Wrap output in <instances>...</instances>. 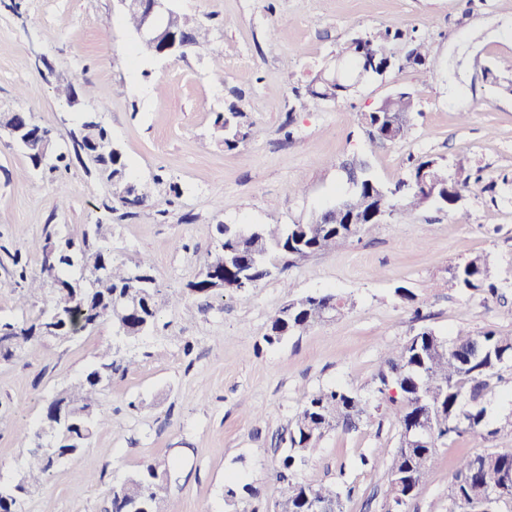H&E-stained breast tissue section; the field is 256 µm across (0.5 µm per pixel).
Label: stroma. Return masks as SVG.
I'll list each match as a JSON object with an SVG mask.
<instances>
[{
	"label": "stroma",
	"instance_id": "obj_1",
	"mask_svg": "<svg viewBox=\"0 0 512 512\" xmlns=\"http://www.w3.org/2000/svg\"><path fill=\"white\" fill-rule=\"evenodd\" d=\"M175 8L204 24L209 40L156 59L136 54L115 0H0V113H31L60 151L82 115L95 113L148 195L130 209L88 164L33 169L0 133V317H32L43 306L14 276L13 254L29 278L40 277L49 236L78 237L99 224L115 261L150 259L159 287L180 297L162 306L147 335L116 342L106 320L0 361V482H12L27 460L19 431H35L47 400L112 343L130 367L99 396L109 425L22 497L18 512H106L113 483L156 458L171 473L166 512H270L279 495L271 475L277 438L304 393L325 387L358 392L375 412L355 430L326 435L299 477L352 489L346 512H385L387 476L360 459H389L397 446L398 425L374 385L387 346L423 326L443 336L457 328L512 333V94L481 77L483 67L512 60V0H176ZM392 25L404 36L389 44L383 75L338 100L296 96L351 38ZM414 37L436 62L430 77L406 63ZM65 84L76 101L58 94ZM400 90L418 101L406 139L371 142L362 113ZM232 105L250 136L228 150L214 119ZM429 155L453 170H481L495 190L472 186L455 208L430 203L395 214L248 292L214 294L201 309L190 285L202 277L218 225L306 224L350 193L352 160H366L391 186L411 160ZM481 253L495 259L501 300L453 285L454 267ZM402 288L410 298L399 296ZM321 292L352 305L265 343L275 311ZM417 305L421 324L412 320ZM509 449L510 433L439 442V463L406 512H446L457 459ZM230 488L239 492L232 504Z\"/></svg>",
	"mask_w": 512,
	"mask_h": 512
}]
</instances>
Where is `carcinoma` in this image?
I'll list each match as a JSON object with an SVG mask.
<instances>
[{"label": "carcinoma", "mask_w": 512, "mask_h": 512, "mask_svg": "<svg viewBox=\"0 0 512 512\" xmlns=\"http://www.w3.org/2000/svg\"><path fill=\"white\" fill-rule=\"evenodd\" d=\"M166 24L183 28L193 45L206 40L203 26L194 27L182 16ZM402 36L400 29L388 27L374 35L352 38L343 53L356 57L362 48H367L374 61L371 70L380 75L391 65L386 44ZM408 56L421 76L433 73L435 61L425 42L413 41ZM354 78L355 71L346 69L336 84L330 85L317 73L303 87L295 89V95L313 101L344 98ZM415 111L417 102L413 94L397 93L383 104V109L363 114L368 138L372 142L383 141L379 125L387 114ZM241 118L242 112L234 106L215 117L214 125L224 131V147L229 150L238 147V133H243L245 139L249 136V128ZM13 128L39 130L41 125L27 112L0 113V130L9 134ZM107 133L100 124H79L70 132L68 153L56 155V161L74 158L82 163L87 159L95 175L108 182L118 174L126 175L127 163L121 154L87 158L86 149ZM351 170L360 171L361 177L353 179L354 192L335 213L322 211L308 224H266L255 234L220 224V241L207 252L205 265L224 274V280L230 283L232 269L236 268L232 263L234 257L244 261L261 257L264 263L258 268L262 270L277 259H301L334 251L379 223V205L391 214L398 210L409 212L433 201L453 208L460 192L470 183L482 181L478 172L457 180L448 173V165L431 156L412 162L407 178L392 187H385L367 175V163L363 160L351 163ZM421 181L433 185L434 195L411 189ZM490 263L487 254L469 259L452 274L454 286L462 291L486 290L497 295L498 286L489 280ZM41 272L43 281L32 280L30 288L48 286L47 304L32 318L23 315L0 319V361H9L44 341L42 330L49 325L56 328L53 339L65 341L91 332L110 319L114 332L122 333L126 339L138 338L154 330L161 305L177 301L175 294L163 293L157 284L139 287L130 276L131 268L115 263L111 252L86 234L79 240L68 237L49 243ZM78 278L91 279L92 287L77 292ZM295 303L290 316L283 317L281 308L270 316L264 335L267 344L304 333L324 321L325 298L304 296ZM511 360L512 335L495 330L472 334L460 329L454 338L447 339L424 327L405 343L387 348L375 385L391 404L399 439L392 457L384 464L391 499L385 512H404L416 489L438 462L437 442L466 434L490 440L503 431L512 433V412L500 418L489 413L491 398ZM128 368L129 365L113 359L109 349L80 379L62 388L46 403L42 424L54 428L55 447L44 446L24 431L19 433L20 440L30 441L29 459L17 481L0 484V512H16L22 495L45 480L54 469L55 459L79 452L94 429L106 424V417L99 412L98 393L112 382V373ZM371 416L369 401L357 392L323 388L304 395L300 409L278 440L282 451L274 460L273 470L281 489L272 512H312L316 503L326 505L332 512H344V493L336 484L300 480L297 469L306 463L326 433L338 426L353 429ZM510 475L511 449L460 458L448 480V512H480L479 494L502 485ZM168 486L166 462L149 461L112 487V512H163Z\"/></svg>", "instance_id": "carcinoma-1"}]
</instances>
